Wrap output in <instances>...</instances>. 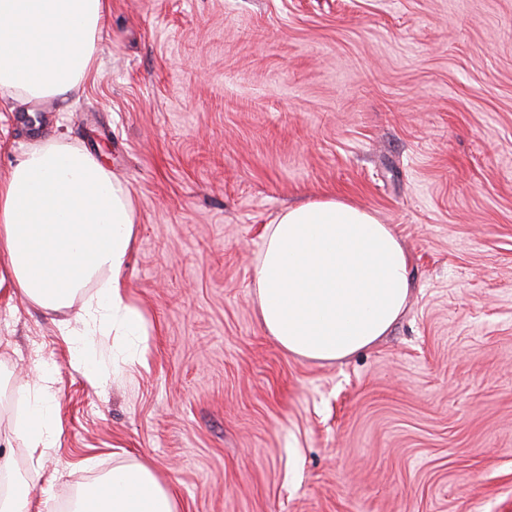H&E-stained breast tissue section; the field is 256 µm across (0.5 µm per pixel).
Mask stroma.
<instances>
[{"instance_id": "stroma-1", "label": "stroma", "mask_w": 512, "mask_h": 512, "mask_svg": "<svg viewBox=\"0 0 512 512\" xmlns=\"http://www.w3.org/2000/svg\"><path fill=\"white\" fill-rule=\"evenodd\" d=\"M100 67L65 101L0 99V177L57 137L137 201L125 272L144 362L90 383L0 283V429L55 373L56 447L14 474L50 512L149 465L179 512H512V0H108ZM333 195L398 230L414 284L340 361L260 325L266 224Z\"/></svg>"}]
</instances>
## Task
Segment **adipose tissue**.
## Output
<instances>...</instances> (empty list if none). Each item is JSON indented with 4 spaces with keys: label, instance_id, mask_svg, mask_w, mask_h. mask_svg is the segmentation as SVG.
<instances>
[{
    "label": "adipose tissue",
    "instance_id": "1",
    "mask_svg": "<svg viewBox=\"0 0 512 512\" xmlns=\"http://www.w3.org/2000/svg\"><path fill=\"white\" fill-rule=\"evenodd\" d=\"M107 0H0V97L67 100L93 76ZM130 190L90 152L49 139L0 178V258L15 293L47 312L76 307L63 330L92 382L99 336L122 337L143 359L145 317L126 295L135 233ZM260 323L287 353L346 359L387 334L412 288L395 228L333 197L284 209L266 225L253 276ZM55 376L38 367L26 414L0 435V475L14 469L13 438L33 463L57 441ZM73 512H178L177 499L143 463L118 465L80 489Z\"/></svg>",
    "mask_w": 512,
    "mask_h": 512
}]
</instances>
